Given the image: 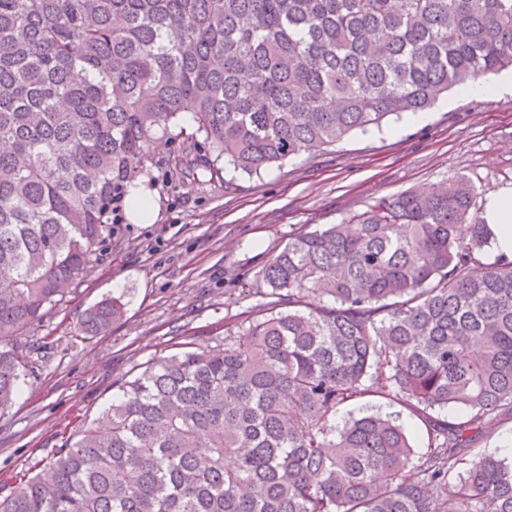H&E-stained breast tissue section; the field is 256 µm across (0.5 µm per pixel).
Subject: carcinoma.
<instances>
[{
	"label": "carcinoma",
	"mask_w": 512,
	"mask_h": 512,
	"mask_svg": "<svg viewBox=\"0 0 512 512\" xmlns=\"http://www.w3.org/2000/svg\"><path fill=\"white\" fill-rule=\"evenodd\" d=\"M509 69L512 0H0V409L11 337L87 276L184 104L175 167L218 184ZM478 195L451 177L292 236L238 331L122 379L0 512H512V458L477 451L512 422V260H485ZM366 399L420 419L424 457L399 411L336 424Z\"/></svg>",
	"instance_id": "obj_1"
}]
</instances>
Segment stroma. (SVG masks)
<instances>
[{
  "instance_id": "1",
  "label": "stroma",
  "mask_w": 512,
  "mask_h": 512,
  "mask_svg": "<svg viewBox=\"0 0 512 512\" xmlns=\"http://www.w3.org/2000/svg\"><path fill=\"white\" fill-rule=\"evenodd\" d=\"M427 116L422 125L390 118L382 130L353 133L257 175L226 169L222 187L174 170L173 136L193 130L192 120L178 117L157 133L141 178L154 223L123 217L88 276L13 339L25 366L20 393L0 409V492L92 422L122 377L237 329L263 303L261 271L291 236L454 176L486 195L512 186L511 92L464 97L453 90ZM112 296L124 303L123 318L105 334L85 335L86 310Z\"/></svg>"
}]
</instances>
